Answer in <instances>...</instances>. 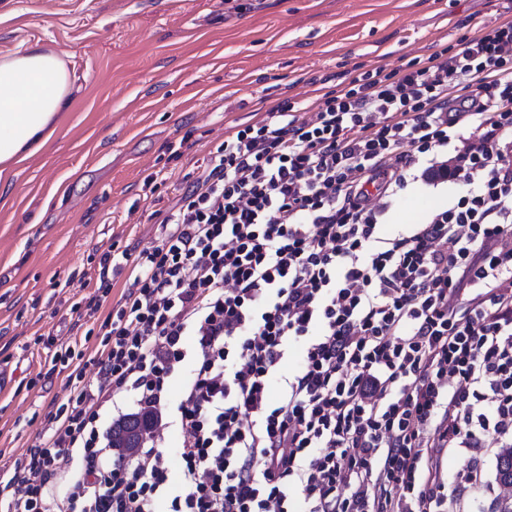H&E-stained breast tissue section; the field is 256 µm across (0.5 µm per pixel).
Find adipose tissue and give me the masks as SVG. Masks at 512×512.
I'll return each instance as SVG.
<instances>
[{
    "label": "adipose tissue",
    "instance_id": "1",
    "mask_svg": "<svg viewBox=\"0 0 512 512\" xmlns=\"http://www.w3.org/2000/svg\"><path fill=\"white\" fill-rule=\"evenodd\" d=\"M71 92V75L55 54L34 46L0 56V175L54 135Z\"/></svg>",
    "mask_w": 512,
    "mask_h": 512
}]
</instances>
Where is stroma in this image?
<instances>
[{
	"mask_svg": "<svg viewBox=\"0 0 512 512\" xmlns=\"http://www.w3.org/2000/svg\"><path fill=\"white\" fill-rule=\"evenodd\" d=\"M512 20V0H0V55L38 46L74 82L51 140L9 174L0 198V461L42 428L67 378L45 340L75 327L99 288L104 249L147 246L175 188L192 183L233 126L303 108L361 74L423 63L480 27ZM449 189L409 186L393 224L420 223ZM469 489L442 459L462 512H490L505 489L496 458Z\"/></svg>",
	"mask_w": 512,
	"mask_h": 512,
	"instance_id": "1",
	"label": "stroma"
}]
</instances>
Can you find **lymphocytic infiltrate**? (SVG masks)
Wrapping results in <instances>:
<instances>
[{"mask_svg": "<svg viewBox=\"0 0 512 512\" xmlns=\"http://www.w3.org/2000/svg\"><path fill=\"white\" fill-rule=\"evenodd\" d=\"M417 180L461 191L385 232ZM117 277L95 382L47 340L70 394L0 473L8 512H451L438 452L478 491L512 447V22L232 127L157 244L102 252ZM120 392L155 415L130 456L97 425Z\"/></svg>", "mask_w": 512, "mask_h": 512, "instance_id": "lymphocytic-infiltrate-1", "label": "lymphocytic infiltrate"}]
</instances>
